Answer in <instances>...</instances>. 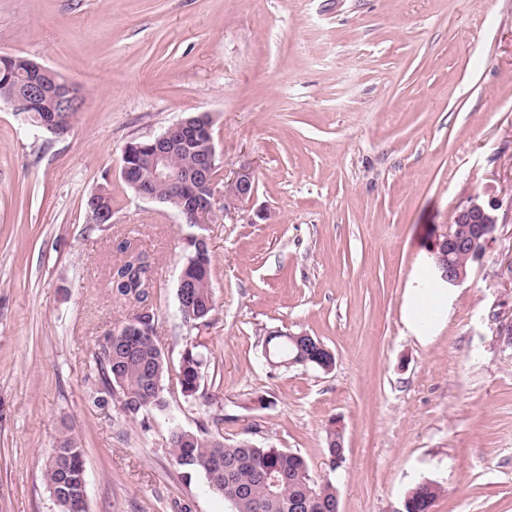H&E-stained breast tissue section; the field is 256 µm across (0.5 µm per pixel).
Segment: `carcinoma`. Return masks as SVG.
Wrapping results in <instances>:
<instances>
[{
	"label": "carcinoma",
	"instance_id": "cac0c4a2",
	"mask_svg": "<svg viewBox=\"0 0 512 512\" xmlns=\"http://www.w3.org/2000/svg\"><path fill=\"white\" fill-rule=\"evenodd\" d=\"M18 81L38 77L53 91L66 82L65 76L55 69L47 74H36L31 60L11 56L1 66ZM133 158L142 176H147L148 139H133ZM198 149L179 148L172 157V164L182 170L194 169L199 161ZM144 189L161 203L177 210L184 196V189L164 182H145ZM90 224L112 222V190L102 195H90L84 202ZM124 254L122 260L108 271L107 288L113 296L130 303L135 312L121 328L128 336L127 347L104 341L92 353L89 372L85 377L89 402L100 409L109 405L117 409L127 421L146 423L156 410L162 411L168 397L180 396L186 400H200L212 405V397L201 392L206 361L198 351L197 342L185 350L176 368H171L156 334V304L154 303L155 266L149 253L130 241L118 245ZM181 273L190 280L192 311L178 307L181 321L196 336H201L215 311V291L211 280L209 250H199L196 243L188 247ZM264 350L272 365L294 357L296 346L288 336L268 335ZM175 371L176 383L170 381V371ZM215 429L202 423L195 430L174 424L168 438V453L182 470L185 480L200 475L210 490L222 496L231 512H289L288 504L294 500L306 505V512H334L337 490L331 482L317 483L310 476L307 460L281 448L261 446L249 438L234 443L224 438V415L212 416ZM323 452L329 463H335V420H329L325 429ZM65 479L66 494L53 499L56 512H73L72 503H85L86 469L84 450L78 439L69 431L61 432L43 461V479L52 488L59 479ZM442 493V486L434 481L415 484L406 494L405 512H430Z\"/></svg>",
	"mask_w": 512,
	"mask_h": 512
}]
</instances>
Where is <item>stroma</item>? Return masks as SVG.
Returning a JSON list of instances; mask_svg holds the SVG:
<instances>
[{"label": "stroma", "instance_id": "obj_1", "mask_svg": "<svg viewBox=\"0 0 512 512\" xmlns=\"http://www.w3.org/2000/svg\"><path fill=\"white\" fill-rule=\"evenodd\" d=\"M0 55L85 94L62 138L0 107V512H55L42 464L66 425L87 512H231L167 451L169 418L193 429L215 408L227 441L305 457L340 512H401L425 480L443 489L432 512H512V0H0ZM197 113L224 173L251 167L256 192L193 226L126 190L118 165L130 140ZM107 181L112 221L93 228L84 201ZM474 199L496 204L495 241L419 341L407 298L432 287V240ZM192 235L211 257L214 405L176 396L145 425L95 408L91 355L133 314L106 288L119 243L154 258L175 365L194 338L176 296ZM276 329L319 338L335 366L270 367ZM343 442L344 426L342 422L340 420L335 421L334 418L329 420L325 429V448H323V452L333 468H335V462L336 467H338L345 459ZM336 448L339 449L336 450ZM333 456H336V460Z\"/></svg>", "mask_w": 512, "mask_h": 512}]
</instances>
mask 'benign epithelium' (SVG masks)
<instances>
[{"label":"benign epithelium","instance_id":"benign-epithelium-1","mask_svg":"<svg viewBox=\"0 0 512 512\" xmlns=\"http://www.w3.org/2000/svg\"><path fill=\"white\" fill-rule=\"evenodd\" d=\"M43 94V84L36 79L28 82L22 94L15 91L12 76L8 75L4 82H0V103L9 105L13 111L25 116L29 115L30 102L41 98ZM81 103H83L81 88L74 82L67 81L56 89L54 107L36 116L32 125L50 131L55 128L58 120L57 112ZM200 127V116H190L178 120L162 134L154 137L148 167L153 177L176 183L182 182L191 194L197 197V200L185 207V211L190 215L189 223L191 224H207L216 217L215 183L206 172V167H213L218 161L215 144L208 142L204 167L199 169L198 173L184 179L170 170L168 156L176 146L196 137ZM224 185L234 189V195L224 199L223 209L226 213L246 206L255 196V182L252 172L247 168L238 171L233 178L225 181ZM496 228L495 214L475 200L456 210L451 217L450 227L439 234L433 242L434 270L438 279L446 283L449 288L459 286L466 279L467 271L456 262V254L464 251L472 262L480 261L494 240Z\"/></svg>","mask_w":512,"mask_h":512}]
</instances>
